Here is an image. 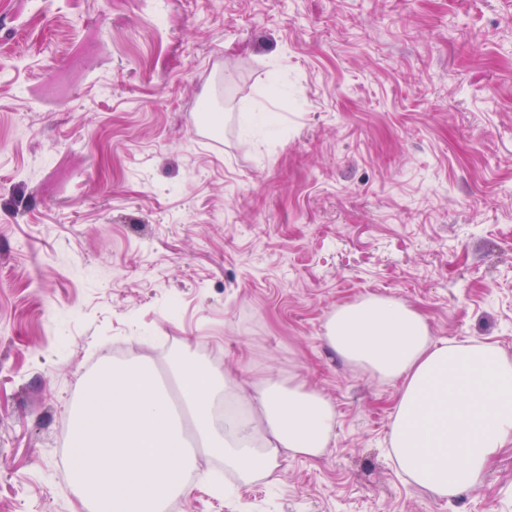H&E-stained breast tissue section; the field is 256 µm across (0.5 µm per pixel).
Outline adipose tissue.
I'll return each mask as SVG.
<instances>
[{
    "mask_svg": "<svg viewBox=\"0 0 512 512\" xmlns=\"http://www.w3.org/2000/svg\"><path fill=\"white\" fill-rule=\"evenodd\" d=\"M324 340L348 364L399 382L390 452L411 483L458 497L512 446V359L494 346L435 339L421 313L382 297L338 306ZM177 376L188 432L143 360L85 381L69 444L70 483L85 512H164L186 494L202 455L251 482L270 479L282 455L317 457L331 443L334 405L303 381L249 382L202 362L179 363Z\"/></svg>",
    "mask_w": 512,
    "mask_h": 512,
    "instance_id": "ef3b65f1",
    "label": "adipose tissue"
}]
</instances>
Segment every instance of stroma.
Returning a JSON list of instances; mask_svg holds the SVG:
<instances>
[{
	"label": "stroma",
	"instance_id": "35a3bbf8",
	"mask_svg": "<svg viewBox=\"0 0 512 512\" xmlns=\"http://www.w3.org/2000/svg\"><path fill=\"white\" fill-rule=\"evenodd\" d=\"M369 296L512 358V0H0V512H78L118 342L335 407L323 456L182 512H512V449L452 500L396 467L399 382L323 339Z\"/></svg>",
	"mask_w": 512,
	"mask_h": 512
}]
</instances>
